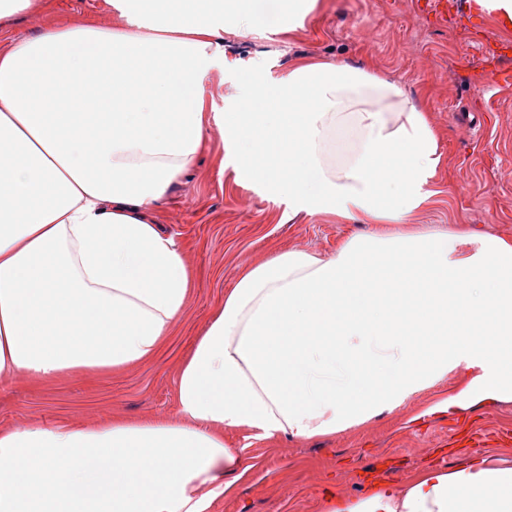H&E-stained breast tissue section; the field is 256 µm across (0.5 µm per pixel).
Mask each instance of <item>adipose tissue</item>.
<instances>
[{
  "instance_id": "obj_1",
  "label": "adipose tissue",
  "mask_w": 512,
  "mask_h": 512,
  "mask_svg": "<svg viewBox=\"0 0 512 512\" xmlns=\"http://www.w3.org/2000/svg\"><path fill=\"white\" fill-rule=\"evenodd\" d=\"M254 4L104 0L121 25L0 48V383L156 358L194 283L153 214L210 122L251 179L378 230L244 268L181 363L177 420L0 431V512H209L239 464L226 431L333 434L463 363L462 401L512 395V241L387 230L412 223L440 161L397 83L299 56L277 83L241 70L209 118L203 77ZM328 512H512V467L477 458Z\"/></svg>"
}]
</instances>
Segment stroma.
I'll return each instance as SVG.
<instances>
[{"mask_svg": "<svg viewBox=\"0 0 512 512\" xmlns=\"http://www.w3.org/2000/svg\"><path fill=\"white\" fill-rule=\"evenodd\" d=\"M424 2L320 0L319 9L292 28L278 0H258L255 27L224 34V65L203 80L206 110L223 111L238 95L237 74L244 68L277 82L298 55L353 66L370 60L382 77L427 109L439 142L441 160L427 185L432 197L416 211L413 229L512 240V83L492 79L502 67L494 49L512 39V28L492 14L472 25L465 14L470 0H447V15L438 17ZM84 17L105 26L120 22L102 0H50L43 20ZM155 218L181 244L195 282L160 354L149 363L91 376L1 384V431L175 418L179 364L242 269L286 250L326 256L346 238L371 230L300 210L287 195L243 177L234 147L215 124L194 168ZM472 374L460 365L401 407L331 435L255 439L245 431L229 433L242 465L211 512H326L329 500L367 495L384 469L401 492L426 471L446 470L467 458L512 463V440L494 437L499 429H512V396L457 403Z\"/></svg>", "mask_w": 512, "mask_h": 512, "instance_id": "stroma-1", "label": "stroma"}]
</instances>
